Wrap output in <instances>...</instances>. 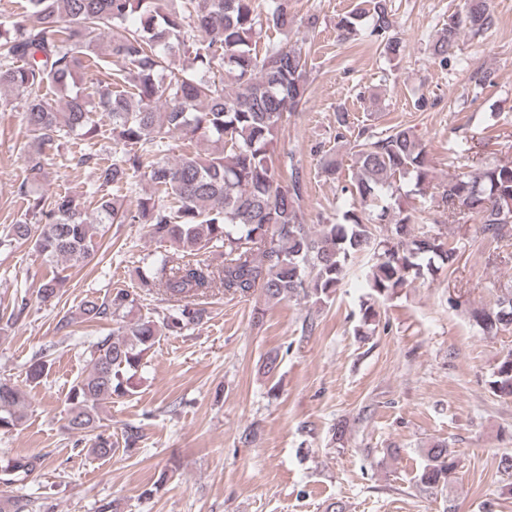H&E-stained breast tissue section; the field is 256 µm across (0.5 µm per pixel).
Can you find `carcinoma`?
Returning <instances> with one entry per match:
<instances>
[{"instance_id": "carcinoma-1", "label": "carcinoma", "mask_w": 512, "mask_h": 512, "mask_svg": "<svg viewBox=\"0 0 512 512\" xmlns=\"http://www.w3.org/2000/svg\"><path fill=\"white\" fill-rule=\"evenodd\" d=\"M355 10L336 21L337 37L366 35L390 62L403 55V42L386 0H375L368 23ZM295 16L290 0H269L265 18L255 0H25L20 19H0V112L21 108L33 136L26 177L16 196L26 205V221L12 225L0 242L34 240L51 276L39 288L42 301L60 293L67 276L61 262L80 265L98 250L102 224H145L149 235L181 254L164 258L141 286L168 303L161 315L140 313L139 295L115 288L105 298L86 297L58 329L106 316L117 328L91 346L89 369L67 396L66 430L78 441L91 437L87 452L110 459L117 452L101 413L114 399L134 393V378L159 337L180 336L200 324L204 309L195 301L219 294L260 292L268 301L293 297L323 302L352 266L370 257L366 281L370 299L361 304L363 324L374 321L375 303L393 297L409 281L452 267L456 248L442 236L415 229L416 216L401 202L403 184L422 196L431 186L425 145L407 127L376 133L357 131L353 146L356 176L342 191L350 196L339 222L321 225L314 235L304 224V179L290 164L288 184L276 178L271 147L279 127L305 103L309 57L298 45L269 42L258 49L262 31L288 32ZM494 23L489 0H464L448 15L430 46L432 58L448 56L465 33L478 35ZM197 35H192V32ZM115 66L113 81L93 97L76 89L81 70ZM60 93L59 100L44 90ZM112 125V139L123 145L115 159L86 147L72 156L90 177L96 219L88 220L69 194L51 200L38 192L49 156L73 135L93 139L100 122ZM186 145L204 138L213 145L205 156L186 154L171 163L173 134ZM320 173L339 179L338 154L328 153ZM143 176L152 192L138 198L136 210L121 209L112 188L127 191ZM443 206L478 221L483 237H512V162L482 165L441 185ZM210 254L202 259L200 255ZM471 319L487 335L512 331V290ZM50 361L34 359L29 382L47 375ZM491 392L512 398V350L495 365ZM30 407L27 395L0 379V433L19 428ZM417 484L448 496L459 467L457 451L438 440L422 449ZM40 455L16 456L0 465V482L10 485L43 467ZM0 512H33L23 495L0 494Z\"/></svg>"}]
</instances>
